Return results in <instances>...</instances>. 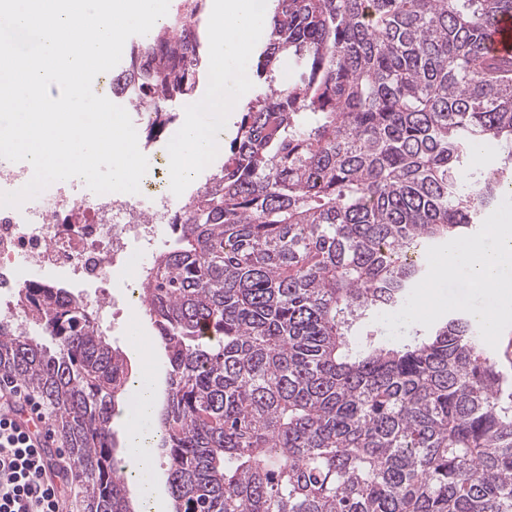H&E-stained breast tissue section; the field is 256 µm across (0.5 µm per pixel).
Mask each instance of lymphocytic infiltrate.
<instances>
[{
  "mask_svg": "<svg viewBox=\"0 0 512 512\" xmlns=\"http://www.w3.org/2000/svg\"><path fill=\"white\" fill-rule=\"evenodd\" d=\"M41 403L20 382L0 378V512H64L45 448Z\"/></svg>",
  "mask_w": 512,
  "mask_h": 512,
  "instance_id": "1",
  "label": "lymphocytic infiltrate"
}]
</instances>
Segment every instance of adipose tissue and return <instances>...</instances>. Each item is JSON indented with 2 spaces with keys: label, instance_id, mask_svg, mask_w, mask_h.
Returning <instances> with one entry per match:
<instances>
[{
  "label": "adipose tissue",
  "instance_id": "ef3b65f1",
  "mask_svg": "<svg viewBox=\"0 0 512 512\" xmlns=\"http://www.w3.org/2000/svg\"><path fill=\"white\" fill-rule=\"evenodd\" d=\"M262 20L255 10L254 0H213L211 16L212 71L208 95L194 102L186 113L178 137L170 144L167 163L172 189H179L190 171L218 153L223 147V129L231 121L237 101L224 88L227 71L246 79V61L254 48V32ZM496 247L486 250L481 243L462 241L449 253L440 269L441 275L452 276L464 271L467 287L480 290L494 300L493 305L476 309L475 315L488 328L512 314L507 303L512 300V285L504 278V264L512 259V216L503 215L492 228ZM138 410L136 422L128 424L125 435L129 447L139 453L138 468L132 479L140 483L146 512H167V502L156 486L142 481V469L153 464L152 447L155 437L146 423L157 410V392L144 381L135 383Z\"/></svg>",
  "mask_w": 512,
  "mask_h": 512
}]
</instances>
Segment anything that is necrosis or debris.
Instances as JSON below:
<instances>
[{
  "mask_svg": "<svg viewBox=\"0 0 512 512\" xmlns=\"http://www.w3.org/2000/svg\"><path fill=\"white\" fill-rule=\"evenodd\" d=\"M169 188L146 182L138 194L92 192L84 179L55 188L42 208H0V322L24 330L25 288L67 280L99 331L142 305L148 260L168 234Z\"/></svg>",
  "mask_w": 512,
  "mask_h": 512,
  "instance_id": "obj_1",
  "label": "necrosis or debris"
}]
</instances>
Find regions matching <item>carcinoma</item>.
Instances as JSON below:
<instances>
[{"label": "carcinoma", "mask_w": 512, "mask_h": 512, "mask_svg": "<svg viewBox=\"0 0 512 512\" xmlns=\"http://www.w3.org/2000/svg\"><path fill=\"white\" fill-rule=\"evenodd\" d=\"M205 0L132 43L126 102L152 140L204 68ZM512 0H277L224 166L172 217L145 311L168 378L156 432L173 512H512V378L463 311L394 344L425 254L512 192ZM293 79L275 83L284 60ZM487 143L493 168L471 167ZM0 323V374L51 409L84 512H138L113 419L127 357L62 285ZM485 47L494 56L512 58V14L500 15L488 26Z\"/></svg>", "instance_id": "cac0c4a2"}]
</instances>
